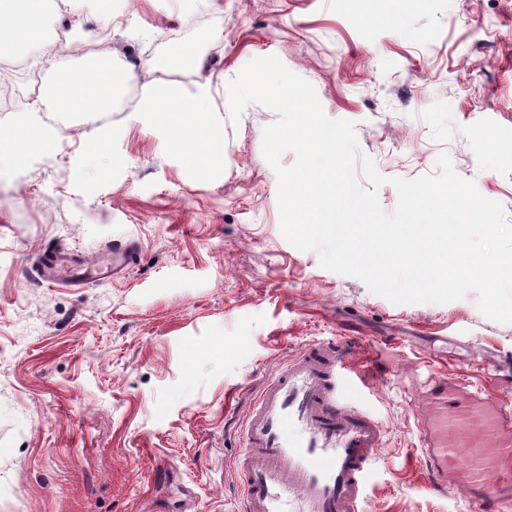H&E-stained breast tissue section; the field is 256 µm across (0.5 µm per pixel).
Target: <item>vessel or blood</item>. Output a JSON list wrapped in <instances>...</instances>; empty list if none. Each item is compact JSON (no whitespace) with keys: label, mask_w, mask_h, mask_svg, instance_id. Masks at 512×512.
<instances>
[{"label":"vessel or blood","mask_w":512,"mask_h":512,"mask_svg":"<svg viewBox=\"0 0 512 512\" xmlns=\"http://www.w3.org/2000/svg\"><path fill=\"white\" fill-rule=\"evenodd\" d=\"M51 282L75 281L56 254L41 262ZM342 340L306 345L262 390L238 457L243 512H359L382 445L379 418L354 404L368 389ZM409 395L426 484L440 495L463 488L469 512H512V385L483 364L481 378L424 362Z\"/></svg>","instance_id":"1"}]
</instances>
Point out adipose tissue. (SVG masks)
Returning a JSON list of instances; mask_svg holds the SVG:
<instances>
[{
  "instance_id": "ef3b65f1",
  "label": "adipose tissue",
  "mask_w": 512,
  "mask_h": 512,
  "mask_svg": "<svg viewBox=\"0 0 512 512\" xmlns=\"http://www.w3.org/2000/svg\"><path fill=\"white\" fill-rule=\"evenodd\" d=\"M45 0H0V52L13 53L42 40ZM84 74L76 76L63 70L56 74L46 94L61 111L97 112L112 103L120 87L111 55L89 50L84 57ZM157 101L162 107L171 144L180 150H190L191 140L183 121L186 104L173 85L161 83Z\"/></svg>"
}]
</instances>
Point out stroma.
<instances>
[{
    "instance_id": "1",
    "label": "stroma",
    "mask_w": 512,
    "mask_h": 512,
    "mask_svg": "<svg viewBox=\"0 0 512 512\" xmlns=\"http://www.w3.org/2000/svg\"><path fill=\"white\" fill-rule=\"evenodd\" d=\"M91 7L48 6L44 38L67 25V44L16 61L79 70L107 30L118 67L163 62L202 100L224 164L204 174L172 147L144 67L108 112H0V132L55 134L25 163L0 154V512H242L246 415L290 355L336 336L385 428L361 512H461L422 481L401 378L443 346L447 369L512 371V324L472 292L392 304L289 243L262 151L275 115L254 104L232 124L227 86L269 55L310 82L387 176L385 211L392 178L444 154L512 215V0H110L119 25ZM127 245L136 263L104 282L37 274L46 252L105 264Z\"/></svg>"
}]
</instances>
